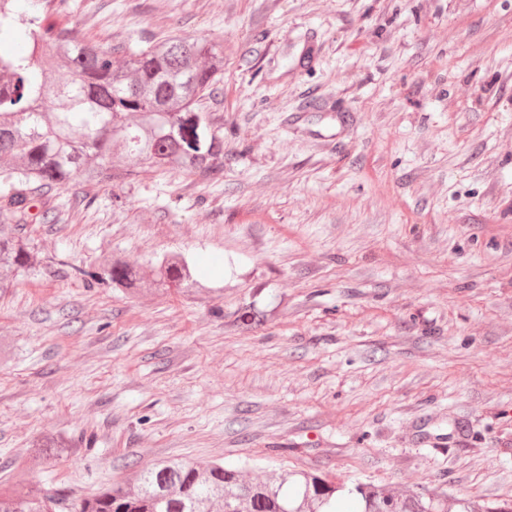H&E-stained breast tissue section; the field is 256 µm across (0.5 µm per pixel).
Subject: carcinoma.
Here are the masks:
<instances>
[{"mask_svg": "<svg viewBox=\"0 0 512 512\" xmlns=\"http://www.w3.org/2000/svg\"><path fill=\"white\" fill-rule=\"evenodd\" d=\"M0 287L45 270L22 236L38 198L76 178L125 181L149 164L224 178V133L202 100L217 90L224 51L205 39L168 37L131 54L123 67L112 48L80 38L55 0H24L0 13ZM71 271L89 283L140 290L202 288L195 266L164 257L150 280L119 258L101 271ZM0 512H512V503H479L446 495L401 494L358 479L333 482L317 472L249 481L243 470L160 459L135 466L121 483L82 497L43 488L23 476L0 488Z\"/></svg>", "mask_w": 512, "mask_h": 512, "instance_id": "1", "label": "carcinoma"}]
</instances>
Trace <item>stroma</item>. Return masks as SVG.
Returning a JSON list of instances; mask_svg holds the SVG:
<instances>
[{"label": "stroma", "mask_w": 512, "mask_h": 512, "mask_svg": "<svg viewBox=\"0 0 512 512\" xmlns=\"http://www.w3.org/2000/svg\"><path fill=\"white\" fill-rule=\"evenodd\" d=\"M114 64L224 51V177L40 198L0 290V487L82 496L163 458L512 502V0H64ZM347 116L315 139L309 91ZM184 255L207 290L66 275ZM273 310L252 329L243 307ZM48 434L75 452L34 460Z\"/></svg>", "instance_id": "35a3bbf8"}]
</instances>
